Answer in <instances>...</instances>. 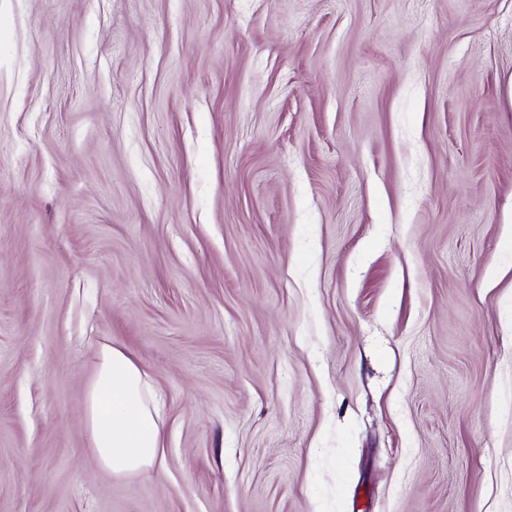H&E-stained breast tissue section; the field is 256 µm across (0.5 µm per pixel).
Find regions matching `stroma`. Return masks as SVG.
<instances>
[{"label":"stroma","instance_id":"stroma-1","mask_svg":"<svg viewBox=\"0 0 512 512\" xmlns=\"http://www.w3.org/2000/svg\"><path fill=\"white\" fill-rule=\"evenodd\" d=\"M511 73L512 0H0V512H512ZM97 358L86 394L91 450L113 476L148 469L164 449L156 396L145 373L122 349L102 343Z\"/></svg>","mask_w":512,"mask_h":512}]
</instances>
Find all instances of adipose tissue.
<instances>
[{"label": "adipose tissue", "instance_id": "ef3b65f1", "mask_svg": "<svg viewBox=\"0 0 512 512\" xmlns=\"http://www.w3.org/2000/svg\"><path fill=\"white\" fill-rule=\"evenodd\" d=\"M87 388V428L99 465L114 476L152 467L163 454L159 407L132 357L109 343L98 349Z\"/></svg>", "mask_w": 512, "mask_h": 512}]
</instances>
